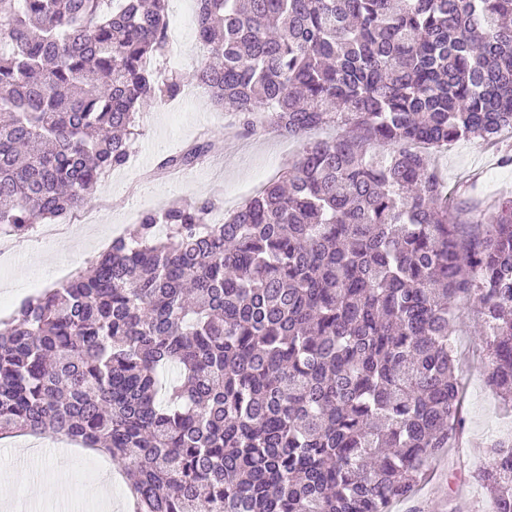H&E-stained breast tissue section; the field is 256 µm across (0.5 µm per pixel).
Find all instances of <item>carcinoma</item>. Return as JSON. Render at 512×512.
<instances>
[{
  "mask_svg": "<svg viewBox=\"0 0 512 512\" xmlns=\"http://www.w3.org/2000/svg\"><path fill=\"white\" fill-rule=\"evenodd\" d=\"M167 3L0 0V228L72 217L128 162L138 110L182 91L150 67ZM197 32L211 105L343 133L222 223L173 200L25 299L0 323V437L103 450L135 512H390L463 434L461 298L512 412V199L470 189L462 220L430 154L512 131V0H198ZM487 455L512 512V441Z\"/></svg>",
  "mask_w": 512,
  "mask_h": 512,
  "instance_id": "carcinoma-1",
  "label": "carcinoma"
}]
</instances>
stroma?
Wrapping results in <instances>:
<instances>
[{
    "label": "stroma",
    "mask_w": 512,
    "mask_h": 512,
    "mask_svg": "<svg viewBox=\"0 0 512 512\" xmlns=\"http://www.w3.org/2000/svg\"><path fill=\"white\" fill-rule=\"evenodd\" d=\"M196 12L194 0L168 2L171 45L164 64L186 78L206 61L198 40ZM204 132L213 143L211 163L199 164L179 179L161 171L167 155ZM299 148L297 140L278 131L260 136L245 130L237 114L210 106L200 88L187 86L176 97L149 103L140 112L128 163L113 170L94 192L91 207L98 210L99 222L83 225L77 241L65 236L47 247L30 243L15 261L0 266V282L12 286L9 310H16L29 297V284L40 279L44 271L42 256H51L55 262L66 264L68 273H76L78 265H90L109 246L113 234L132 232L149 198H219L224 208H231L282 171ZM497 150L478 138L463 139L437 153L434 163L449 188H461L476 171L483 191L512 198V168L498 165ZM482 331L483 317L478 309L462 303L453 339L465 390L463 447L433 461L427 481L412 498L394 502L391 512H448L452 504L460 512H485L490 493L484 485L470 480L469 473L483 456L488 424L501 420L502 409L497 394L485 383L487 356ZM25 449L21 438L0 439V470L7 473L6 481L0 483V497H19L26 475L42 471L50 483L64 484L71 491L83 490V512H98L101 501L90 493L101 477L98 454L78 447L70 449L66 459L45 452L33 463L26 458Z\"/></svg>",
    "instance_id": "1"
}]
</instances>
